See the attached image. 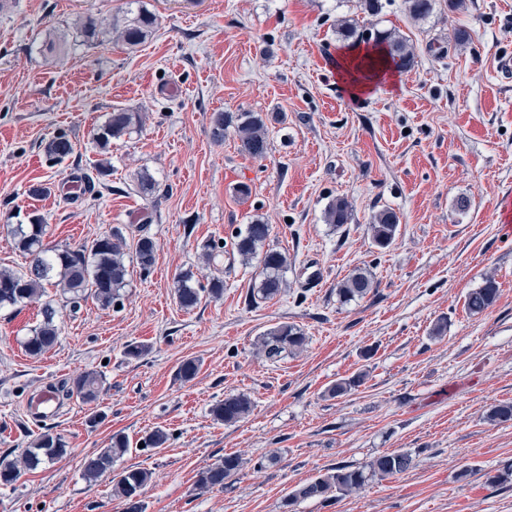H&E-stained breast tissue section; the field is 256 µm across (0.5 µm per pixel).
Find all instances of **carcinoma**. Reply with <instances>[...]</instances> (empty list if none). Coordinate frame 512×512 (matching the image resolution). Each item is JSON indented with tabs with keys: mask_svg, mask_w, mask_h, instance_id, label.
I'll return each instance as SVG.
<instances>
[{
	"mask_svg": "<svg viewBox=\"0 0 512 512\" xmlns=\"http://www.w3.org/2000/svg\"><path fill=\"white\" fill-rule=\"evenodd\" d=\"M407 11L414 21L425 19L432 10V0H405ZM137 5L106 23L92 14L81 15L75 22L77 35L86 43L113 42L132 49L143 44L158 26L157 16L141 5V0H128ZM68 33L54 32L45 45L47 53L61 55L68 49ZM373 46L385 50L387 57L397 66L413 64V52L403 36L389 32H377ZM142 116L137 112L117 109L109 114L106 121L94 130V141L100 153L109 151L112 141L138 131ZM233 131L241 153L252 158L263 159L270 150L268 127L258 112H215L211 120V136L216 141L224 140L228 131ZM74 153L70 138L59 133L45 144L47 159L57 165L64 163ZM140 193L145 196L157 192L159 185L146 171L134 177ZM351 210L343 197L333 199L325 211L327 223L340 226L349 223ZM400 218L391 209L379 211L370 224L373 242L379 247L389 246L395 238ZM10 234L15 247L30 258L29 269L25 272L0 270V309L17 304L40 301L42 320L32 331L25 343L26 352L40 357L53 348L59 339L56 322L57 310L51 300H43L46 286H54L70 295V302L77 303L91 294L104 308H110L120 299L129 274L125 243L119 231L103 235L91 243L76 247L54 248L44 244L46 224L35 216L27 224H10ZM271 227L261 220H255L240 229L233 236V247L242 261L249 264L257 261L258 276L251 299L270 300L285 288L282 272L288 264L285 253L266 247ZM156 243L148 237L139 238L135 248V262L140 270L150 273L155 262ZM373 286L372 279L363 271L356 270L338 286L339 297L347 302L365 295ZM498 288L491 279L485 285L468 293L467 309L481 313L495 301ZM175 295L179 306L187 311L196 308L203 300H218L224 295V279L216 276L208 285H194L192 273L179 272L175 276ZM307 338L297 327L281 324L263 334L259 352L269 359H276L284 353L297 352L306 345ZM102 375L96 370L78 373L62 390V398L76 399L84 404L99 400ZM252 409V401L245 394L229 395L217 401L211 408L214 420L233 425L243 420ZM69 446L59 434L47 428L37 434L29 443L22 456V464L0 458V484L15 482L21 470L33 471L46 463H53L68 455ZM130 451V440L123 434H114L109 444L98 452L86 456L81 464V478L94 485L104 478H111L112 496L118 499L123 512H146L142 499L145 487L150 483L152 472L145 468H126L112 473L114 462ZM413 466L412 455L406 452L381 455L374 458L365 468L338 465L316 479L289 492L284 507L290 509L298 501L309 498L327 499L333 493L341 495L358 491L369 479H386L402 474ZM242 467V460L235 454H226L197 474L196 485L201 489L224 487V481L235 475Z\"/></svg>",
	"mask_w": 512,
	"mask_h": 512,
	"instance_id": "carcinoma-1",
	"label": "carcinoma"
}]
</instances>
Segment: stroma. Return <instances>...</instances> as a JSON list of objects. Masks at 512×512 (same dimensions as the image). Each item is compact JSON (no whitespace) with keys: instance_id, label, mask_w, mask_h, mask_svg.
<instances>
[{"instance_id":"obj_1","label":"stroma","mask_w":512,"mask_h":512,"mask_svg":"<svg viewBox=\"0 0 512 512\" xmlns=\"http://www.w3.org/2000/svg\"><path fill=\"white\" fill-rule=\"evenodd\" d=\"M126 3L0 0V269L28 266L7 227L34 215L60 248L115 229L128 247L143 236L157 244L149 274L130 265L119 306L72 305L48 288L60 336L42 356L24 348L39 303L0 310V457L21 460L47 427L70 448L0 485V512H122L108 483L80 474L115 433L133 444L115 470L152 473L146 512H284L297 486L397 452L412 455L407 472L295 512H512V421L487 418L512 403V238L500 230L512 203V78L496 70L512 54V0H434L419 22L404 0H380L374 15L360 0H144L158 27L136 50L73 35L78 16L109 20ZM346 19L407 38L414 63L394 89L349 98L338 71ZM51 27L70 34L56 60L42 52ZM117 109L140 113L143 126L113 141L104 188L58 192L67 176L94 175L91 132ZM243 111L283 116L266 158L242 154L234 134L211 137L213 113ZM61 132L74 153L53 166L44 146ZM143 169L154 195L133 180ZM40 183L47 194L31 197ZM337 197L351 205L339 227L325 221ZM383 208L400 218L385 249L370 231ZM255 219L288 257L285 288L258 304L249 301L257 267L232 246ZM212 241L222 248L207 261ZM357 268L374 286L341 302L336 286ZM185 270L202 284L223 277V297L181 309L174 278ZM489 279L495 302L470 313L468 293ZM282 323L308 343L267 359L258 341ZM132 341L148 354L126 358ZM187 358L200 362L189 382L177 374ZM85 369L103 377L97 406L70 400L46 422L27 412L36 389ZM358 373L362 385L330 395ZM230 394L253 407L224 425L211 408ZM95 408L105 418L92 427ZM158 427L168 442L143 447ZM229 453L241 469L224 487L199 489L197 472Z\"/></svg>"}]
</instances>
